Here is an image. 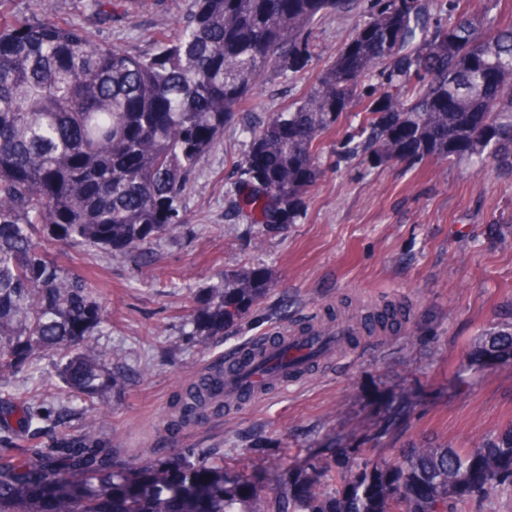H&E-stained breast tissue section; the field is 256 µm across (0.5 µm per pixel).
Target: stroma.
<instances>
[{"label":"stroma","mask_w":512,"mask_h":512,"mask_svg":"<svg viewBox=\"0 0 512 512\" xmlns=\"http://www.w3.org/2000/svg\"><path fill=\"white\" fill-rule=\"evenodd\" d=\"M193 9L194 0H122L91 32L99 43L150 53L159 33L175 37ZM359 20L354 11L319 21L302 69L266 73L202 159L183 200L186 224L153 243L150 261L43 240L63 267L93 277L112 319L93 342L122 350L130 379L84 402L69 398L54 361L17 370L0 384V401L26 399L41 427L34 434L1 427L0 456L44 454L87 479L102 461L121 468L158 448L222 458L225 471L269 486L287 468L342 466L337 453L345 448L391 460L421 438L474 448L512 426V365L472 355L480 335L512 313V178L490 167L476 173L466 161L373 165L360 151L342 156L359 128L347 114L321 142V175L296 223L265 235L233 211L236 165L247 149L242 127L300 102ZM248 269L266 272V297L222 335L190 337L197 297ZM344 300L357 317L395 304L408 321L320 360L287 390L245 400L231 418L169 430L188 377L261 337L318 322ZM89 416L102 423V447H65L64 436L79 434Z\"/></svg>","instance_id":"1"}]
</instances>
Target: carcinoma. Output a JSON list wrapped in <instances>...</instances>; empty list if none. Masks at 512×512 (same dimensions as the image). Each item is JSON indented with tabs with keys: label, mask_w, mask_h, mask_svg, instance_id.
<instances>
[{
	"label": "carcinoma",
	"mask_w": 512,
	"mask_h": 512,
	"mask_svg": "<svg viewBox=\"0 0 512 512\" xmlns=\"http://www.w3.org/2000/svg\"><path fill=\"white\" fill-rule=\"evenodd\" d=\"M356 0H195L177 37L152 53L97 43L59 22L51 0L33 18L0 17V378L40 358L56 362L69 390L93 398L127 383L118 352L88 351L103 323L90 277L64 269L39 243L54 240L129 257L186 224L183 194L200 160L256 94L265 73L296 72L312 56L314 23ZM449 0H369L355 29L297 106L248 128L234 207L269 233L296 223L319 177L321 139L347 112L362 117L364 153L401 159L491 161L512 177V22ZM112 0H91L89 21L112 20ZM379 79L367 93V83ZM268 290L252 269L197 300L191 336L241 322ZM364 322L388 332L393 311ZM356 318L341 307L324 333ZM475 355L512 363V316L487 330ZM218 363L188 383L171 426H197L231 409ZM5 420L26 431L28 404ZM100 422L78 435L99 448ZM288 475L249 487L224 461L165 459L146 451L142 474L101 470L72 479L45 458L0 463V512H463L474 499L512 497V427L478 448L416 442L392 461L350 459L339 475Z\"/></svg>",
	"instance_id": "1"
}]
</instances>
